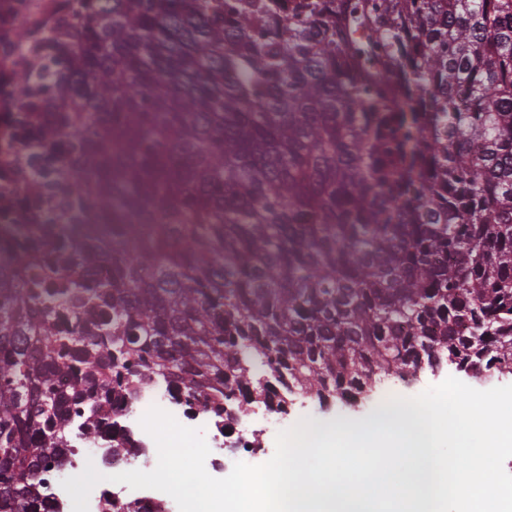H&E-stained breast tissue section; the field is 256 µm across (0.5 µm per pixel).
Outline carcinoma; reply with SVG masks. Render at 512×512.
Returning a JSON list of instances; mask_svg holds the SVG:
<instances>
[{"label": "carcinoma", "instance_id": "obj_1", "mask_svg": "<svg viewBox=\"0 0 512 512\" xmlns=\"http://www.w3.org/2000/svg\"><path fill=\"white\" fill-rule=\"evenodd\" d=\"M0 132L35 220L0 259V512L136 385L231 422L443 364L512 374V0H60ZM43 18L25 32L48 42ZM23 133L47 173L14 152Z\"/></svg>", "mask_w": 512, "mask_h": 512}]
</instances>
